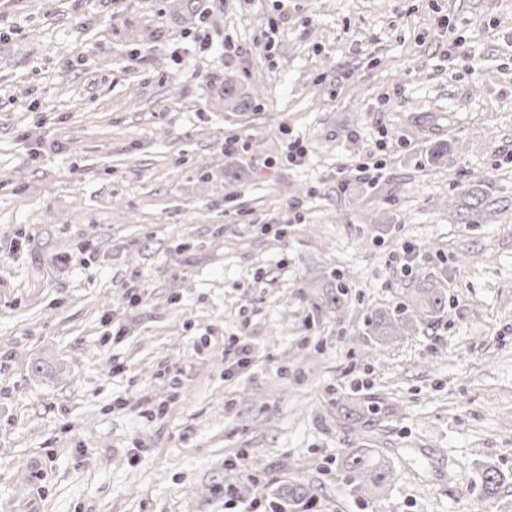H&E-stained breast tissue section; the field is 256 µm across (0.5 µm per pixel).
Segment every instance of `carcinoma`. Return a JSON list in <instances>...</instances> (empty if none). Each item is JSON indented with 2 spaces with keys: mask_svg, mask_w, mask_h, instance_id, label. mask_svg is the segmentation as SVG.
<instances>
[{
  "mask_svg": "<svg viewBox=\"0 0 512 512\" xmlns=\"http://www.w3.org/2000/svg\"><path fill=\"white\" fill-rule=\"evenodd\" d=\"M465 201L458 219L464 224L477 223V217L490 212L495 205L484 190L464 191ZM448 297L436 282L425 283L414 289L407 300L396 307L377 309L366 315L367 343L377 345L409 332H415L445 312ZM342 466L352 475V493L357 497L384 490L395 479L396 472L390 461L370 448H347L342 455ZM481 480L488 495H494L504 482V476L495 467L486 468ZM314 488L309 484L292 483L277 490L270 502L271 512H309Z\"/></svg>",
  "mask_w": 512,
  "mask_h": 512,
  "instance_id": "obj_1",
  "label": "carcinoma"
}]
</instances>
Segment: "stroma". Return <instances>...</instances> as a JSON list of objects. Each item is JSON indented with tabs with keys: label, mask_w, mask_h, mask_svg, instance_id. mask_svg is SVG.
<instances>
[{
	"label": "stroma",
	"mask_w": 512,
	"mask_h": 512,
	"mask_svg": "<svg viewBox=\"0 0 512 512\" xmlns=\"http://www.w3.org/2000/svg\"><path fill=\"white\" fill-rule=\"evenodd\" d=\"M429 280L443 317L367 346ZM346 448L396 480L353 496ZM288 482L512 512V0H0V512H270ZM463 198L465 201L464 207H461L462 211H459L458 219L462 221V224H477V218L484 214H490V207H493L496 202L489 197V194L480 189L479 191H473L467 189L464 191Z\"/></svg>",
	"instance_id": "1"
}]
</instances>
